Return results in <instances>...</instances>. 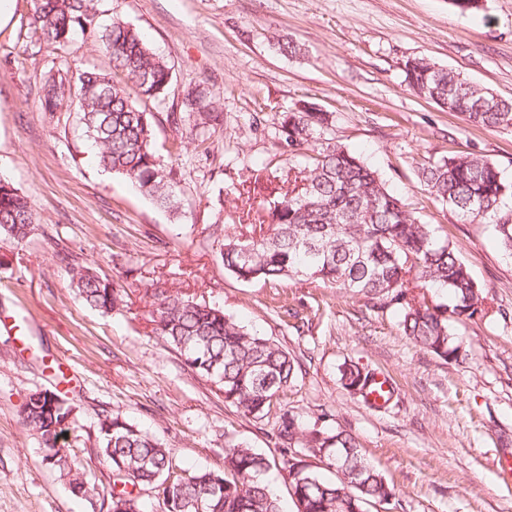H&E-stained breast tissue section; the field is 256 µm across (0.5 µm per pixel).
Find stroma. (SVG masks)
Listing matches in <instances>:
<instances>
[{"instance_id":"stroma-1","label":"stroma","mask_w":512,"mask_h":512,"mask_svg":"<svg viewBox=\"0 0 512 512\" xmlns=\"http://www.w3.org/2000/svg\"><path fill=\"white\" fill-rule=\"evenodd\" d=\"M98 22L134 24L174 69L152 114L153 150L179 175L177 211L159 207L96 162L76 107L41 109L44 78L109 70L99 41L75 36L48 51L31 41L32 0H11L0 25V179L26 195L38 229L23 243L0 238V321L23 318V333H0V512H100L112 481L92 448L107 409L156 435L177 462L224 468L228 443L278 455L273 419L255 422L153 334L150 283L206 301L270 337L301 363L283 403L314 421L328 411L358 437L394 489L370 512H512V484L494 465L512 452V257L493 219L469 223L434 202L421 163L451 151L493 161L512 180V129L466 124L407 88L401 66L420 56L512 99V0H482L463 15L449 0H98ZM303 53L281 54L275 36ZM208 87L224 127L205 146L167 112L185 92ZM312 104L327 131L378 170L423 223L458 250L488 297V310L455 324L463 362L415 346L396 315L324 284L241 282L213 245L219 212L251 207L239 184L253 165L271 177L260 195L287 190L303 160L273 137L284 111ZM94 263L126 290L104 315L69 288L72 266ZM356 363L388 377L389 405L375 410L344 389L339 369ZM60 386L77 405L86 480L99 494L71 493L42 461L19 421L26 395Z\"/></svg>"}]
</instances>
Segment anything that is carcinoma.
<instances>
[{
  "instance_id": "carcinoma-1",
  "label": "carcinoma",
  "mask_w": 512,
  "mask_h": 512,
  "mask_svg": "<svg viewBox=\"0 0 512 512\" xmlns=\"http://www.w3.org/2000/svg\"><path fill=\"white\" fill-rule=\"evenodd\" d=\"M95 0H34L29 26L36 42L58 49L76 31L97 35L133 92L115 84L111 74L84 71L76 81L61 69L43 86L48 112L76 102L93 154L107 171L128 179L155 203L175 208L171 186L176 170L157 159L151 114L138 100L165 101L173 81L166 60L149 47L131 24L118 19L99 28ZM404 81L417 96L430 100L467 123L487 129H512V100H502L453 69L423 57L403 62ZM183 111L167 114L174 125H189L203 136L224 125L215 98L204 88L184 94ZM329 126V116L312 106L284 113L274 138L293 155ZM309 174L301 186L268 201L267 228L250 235L224 232L217 253L224 270L238 281L277 282L284 278L318 281L353 296H364L399 317V325L416 345L444 360H458L461 345L453 324L473 319L486 305L457 250L421 223L402 198L385 186L371 165L338 145L308 156ZM431 196L471 223L496 217L494 230L512 254V210H500L512 197V181L490 160L470 153H450L418 168ZM36 230L27 198L0 180V237L16 243ZM71 287L90 308L120 310L125 289L88 266L72 271ZM445 292L435 303L427 292ZM151 298L153 332L198 376L212 383L224 402L261 421L296 380L298 361L274 340L235 322L204 301L160 287L145 289ZM344 387L363 394L375 373L357 363L340 369ZM74 402L58 389H35L26 395L20 423L44 448V461L70 485L86 484L77 455L65 441L76 420ZM271 439L280 456L243 443L225 449L224 470L213 472L178 465L156 437L118 414L101 412L94 453L112 473V512H141V492L167 484L161 512H283L267 474L275 467L290 480L295 512H367V506L390 501L393 488L370 464L357 437L336 426L308 425L282 408ZM324 463L333 477L317 471Z\"/></svg>"
}]
</instances>
